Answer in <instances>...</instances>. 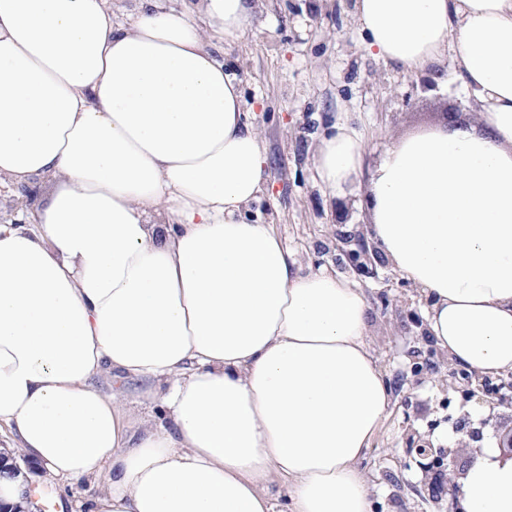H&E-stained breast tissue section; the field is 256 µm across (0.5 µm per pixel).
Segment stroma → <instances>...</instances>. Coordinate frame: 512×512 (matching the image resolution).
Segmentation results:
<instances>
[{"label": "stroma", "mask_w": 512, "mask_h": 512, "mask_svg": "<svg viewBox=\"0 0 512 512\" xmlns=\"http://www.w3.org/2000/svg\"><path fill=\"white\" fill-rule=\"evenodd\" d=\"M251 13L243 32L211 43L240 78L244 109L268 156L270 181L246 213L276 226L301 271L335 269L366 295L369 344L391 390L387 417L361 462L373 512H450L448 498L432 499L408 436L435 445L444 433L459 458L475 457L473 447L462 446L459 425L480 430L482 444L496 443L512 426V390L501 399L465 382L447 388V357L425 339L421 292L385 260L372 274L358 273L341 241L369 222L364 184L331 193L314 177V156L340 114L366 132L371 167L404 134L445 127L450 118L476 125L479 105L449 55L419 74L375 59L364 47L354 0H251ZM32 186L30 203L14 184H0V222L47 204L51 184L36 179ZM29 480L42 512H73L105 483L99 476L49 489L37 474Z\"/></svg>", "instance_id": "35a3bbf8"}]
</instances>
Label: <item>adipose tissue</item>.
Instances as JSON below:
<instances>
[{
  "label": "adipose tissue",
  "instance_id": "obj_1",
  "mask_svg": "<svg viewBox=\"0 0 512 512\" xmlns=\"http://www.w3.org/2000/svg\"><path fill=\"white\" fill-rule=\"evenodd\" d=\"M247 0L202 15L140 0H0V178L51 180L47 207L0 224V422L61 483L109 472L87 512H373L360 463L391 392L348 280L300 274L245 208L268 158L239 82L206 37L241 32ZM367 50L423 72L442 51L480 105L475 127L404 135L367 184L368 234L427 301L453 364L512 372V0H356ZM367 138L340 118L314 164L357 182ZM161 401L132 431L94 378ZM466 512H512L494 448Z\"/></svg>",
  "mask_w": 512,
  "mask_h": 512
}]
</instances>
